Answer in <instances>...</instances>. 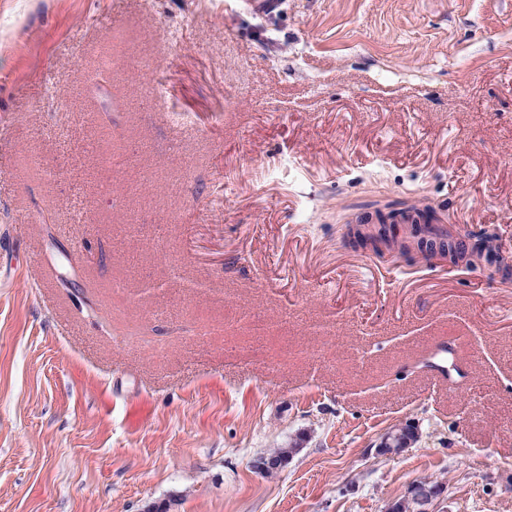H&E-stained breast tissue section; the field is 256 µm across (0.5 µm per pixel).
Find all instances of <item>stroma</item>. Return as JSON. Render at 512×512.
I'll return each mask as SVG.
<instances>
[{
    "mask_svg": "<svg viewBox=\"0 0 512 512\" xmlns=\"http://www.w3.org/2000/svg\"><path fill=\"white\" fill-rule=\"evenodd\" d=\"M224 2L0 0V512H512V282L346 243L512 260V0ZM434 228L433 225H423L422 229H423V232L428 236L430 237L431 239H435V240H441V241H445V238L448 237V243L450 244V246L454 249V252L456 254V256L458 257V259L462 262H464L465 264H468L469 263V258L470 256L473 254H475V252L477 251H474L476 248H477V245L480 244V243H486V242H489L491 241V237L488 236V235H478V236H475V241L469 246V247H464L463 245H461L460 242L456 241L455 239H453L450 235H438L436 233H434Z\"/></svg>",
    "mask_w": 512,
    "mask_h": 512,
    "instance_id": "obj_1",
    "label": "stroma"
}]
</instances>
